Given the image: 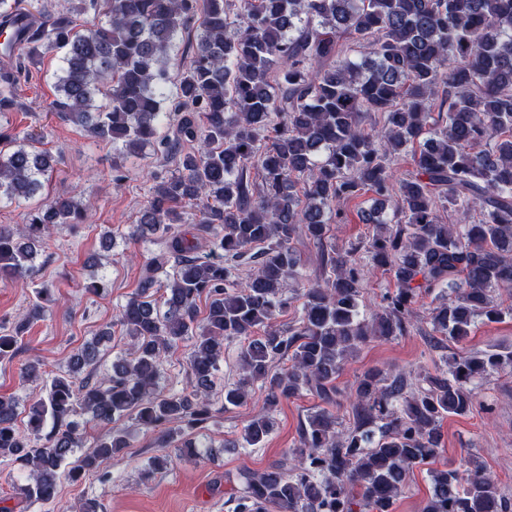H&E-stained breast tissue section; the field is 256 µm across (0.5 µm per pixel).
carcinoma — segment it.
Masks as SVG:
<instances>
[{
    "mask_svg": "<svg viewBox=\"0 0 512 512\" xmlns=\"http://www.w3.org/2000/svg\"><path fill=\"white\" fill-rule=\"evenodd\" d=\"M24 3L0 0V55L17 60L0 71V116L17 105L25 62L61 49L49 112L121 153L151 145L175 158L178 173L155 180L139 212V236L155 235L164 247L143 267L137 293L99 340L71 356L68 373L52 377L26 430L17 425L18 402L0 397V461L28 472L21 498L53 501L62 476L109 478L102 463L129 436L110 432L79 455L84 416L103 424L129 418L155 435L157 448L180 436L175 455L147 459L146 477L175 459H202L184 429H201L218 413L214 374L224 342L240 338L242 376L224 387V406L263 389V411L244 427L248 446L271 433L281 400L306 391L323 407L301 426L298 447L246 474L232 512H393L413 469L440 454L443 419L471 412L477 382L512 368V350H462L416 382L367 370L350 390L345 431L337 430L344 392L336 379L370 339L404 335L426 296L436 341L463 344L477 318L512 316L498 300L512 288V0H240L233 14L226 0H77L43 20ZM90 10L106 24L77 29L75 16ZM198 16L200 33L177 79L180 118L159 139L168 52ZM435 107L445 120L433 117ZM365 112L382 113L383 124L365 129ZM408 153L416 173L396 181L390 161ZM52 161L31 136L0 132V202L34 198ZM364 190L390 203L394 216L391 225L368 215L376 228L369 259L393 279L371 321L360 311L361 264L331 243L327 217ZM187 204L199 212L190 231L181 229ZM441 207L476 219L445 224ZM83 216L80 200L58 196L22 224H0V276L25 277L53 230ZM299 233L330 268L321 284L299 283ZM246 259L252 272L231 281L233 264ZM292 282L301 307L284 330L275 322L291 303ZM43 314L36 302L0 332L1 359L20 353ZM116 326L133 352L102 374H83ZM186 339L187 382L165 392L162 364ZM431 477L421 512H509L495 478L472 457L462 470Z\"/></svg>",
    "mask_w": 512,
    "mask_h": 512,
    "instance_id": "cac0c4a2",
    "label": "carcinoma"
}]
</instances>
